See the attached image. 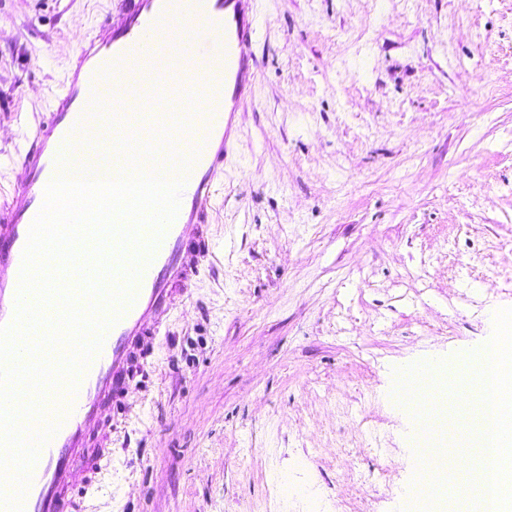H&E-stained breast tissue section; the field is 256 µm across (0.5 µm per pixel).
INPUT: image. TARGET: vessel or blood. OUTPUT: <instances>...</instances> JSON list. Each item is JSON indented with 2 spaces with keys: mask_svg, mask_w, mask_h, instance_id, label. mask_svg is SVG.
<instances>
[{
  "mask_svg": "<svg viewBox=\"0 0 512 512\" xmlns=\"http://www.w3.org/2000/svg\"><path fill=\"white\" fill-rule=\"evenodd\" d=\"M258 25L255 0H131L120 19L105 17L80 47L21 157L20 178L0 217V326L15 317L29 231L60 171V153L68 152L74 167L118 144L100 132L104 114L128 136L150 127L157 158L176 151L192 159L177 216L143 270L133 302L106 330L75 393H59L67 413L39 451L22 512H83L79 492L109 464L112 437L98 428L129 387L135 348L158 336L210 249L208 211L233 148L237 113L256 81L251 45ZM172 31L184 38L193 65L217 73L216 82L190 75L175 81L156 67L152 54L163 50ZM218 43L223 53L217 58ZM147 80L154 89L147 112L102 95L103 86L138 91Z\"/></svg>",
  "mask_w": 512,
  "mask_h": 512,
  "instance_id": "vessel-or-blood-1",
  "label": "vessel or blood"
}]
</instances>
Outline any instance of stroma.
Returning a JSON list of instances; mask_svg holds the SVG:
<instances>
[{
  "label": "stroma",
  "mask_w": 512,
  "mask_h": 512,
  "mask_svg": "<svg viewBox=\"0 0 512 512\" xmlns=\"http://www.w3.org/2000/svg\"><path fill=\"white\" fill-rule=\"evenodd\" d=\"M130 0H0V204ZM212 255L140 356L90 512H415L395 371L512 307V0H255Z\"/></svg>",
  "instance_id": "1"
}]
</instances>
